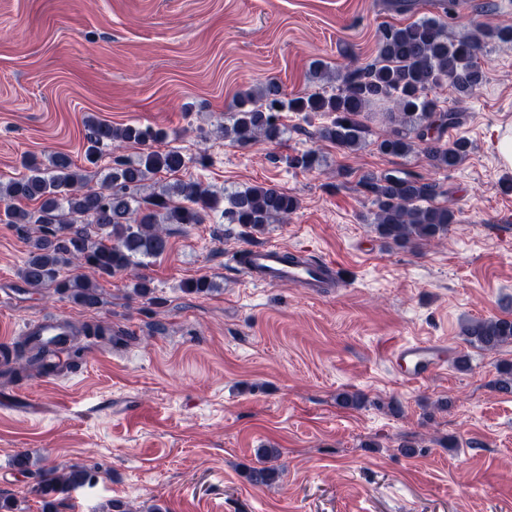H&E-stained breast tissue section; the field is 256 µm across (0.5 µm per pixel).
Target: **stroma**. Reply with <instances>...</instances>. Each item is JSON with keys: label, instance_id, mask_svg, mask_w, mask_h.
I'll list each match as a JSON object with an SVG mask.
<instances>
[{"label": "stroma", "instance_id": "35a3bbf8", "mask_svg": "<svg viewBox=\"0 0 512 512\" xmlns=\"http://www.w3.org/2000/svg\"><path fill=\"white\" fill-rule=\"evenodd\" d=\"M392 0H0V180L27 157L64 153L97 188L112 165H86L88 118L165 132L186 170L175 180L216 192L271 184L296 196L288 223L256 233L212 212L172 226L166 252L142 271L153 299L131 298L126 275L99 281L87 310L18 277L26 230L0 221V341H19L27 322L63 316L105 321L120 344L85 352L65 376L0 374V495L12 512H42L33 491L42 470L79 465L95 477L62 497L59 512H108L156 504L165 512H512V394L496 390L512 345L487 353L464 343L472 318H512V170L499 165L495 127L512 123V43L489 44L485 80L463 96L430 91L460 112L444 142L466 139L451 170L425 156L378 152L372 112L365 144L348 153L315 136L324 118L285 112L278 143L239 146L220 131L240 94L266 80L288 96L321 91L310 67H364L378 31L440 16L449 39L480 23L512 21V0H458L436 14ZM314 149L321 166L288 157ZM403 169L436 182L455 214L438 242L400 248L374 230L375 207L359 182ZM300 247L331 261L339 283L321 297L300 287H256L237 267L250 245ZM210 291L188 293L198 278ZM448 346V366L405 382L389 360L397 342ZM466 357L468 367L457 364ZM358 393L357 406L338 403ZM281 449L271 485L248 478L260 448ZM26 474L8 476L18 456Z\"/></svg>", "mask_w": 512, "mask_h": 512}]
</instances>
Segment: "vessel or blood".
<instances>
[{"label":"vessel or blood","mask_w":512,"mask_h":512,"mask_svg":"<svg viewBox=\"0 0 512 512\" xmlns=\"http://www.w3.org/2000/svg\"><path fill=\"white\" fill-rule=\"evenodd\" d=\"M285 247L263 245L245 248L239 255V268L246 281L268 288L299 286L320 295L330 275V262L312 257L307 251L292 253L285 260ZM390 358L394 365L404 369L409 378H417L438 370L444 363L440 347L428 342H400L391 346Z\"/></svg>","instance_id":"obj_1"}]
</instances>
